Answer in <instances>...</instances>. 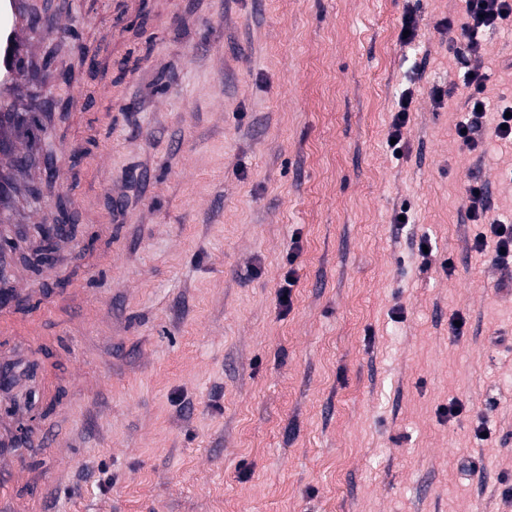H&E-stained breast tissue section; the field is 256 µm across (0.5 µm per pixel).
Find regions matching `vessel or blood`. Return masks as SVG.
<instances>
[{"label": "vessel or blood", "instance_id": "b4317fda", "mask_svg": "<svg viewBox=\"0 0 512 512\" xmlns=\"http://www.w3.org/2000/svg\"><path fill=\"white\" fill-rule=\"evenodd\" d=\"M66 21V14L45 12L42 0H0V220L5 222L16 214L21 163L30 152L28 142L16 130L13 116L29 89L43 84L45 76L38 66L41 45L37 29L43 26L53 31ZM27 292L25 282L17 280L0 299V335L9 333L12 297Z\"/></svg>", "mask_w": 512, "mask_h": 512}]
</instances>
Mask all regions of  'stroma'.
Segmentation results:
<instances>
[{
    "instance_id": "obj_1",
    "label": "stroma",
    "mask_w": 512,
    "mask_h": 512,
    "mask_svg": "<svg viewBox=\"0 0 512 512\" xmlns=\"http://www.w3.org/2000/svg\"><path fill=\"white\" fill-rule=\"evenodd\" d=\"M54 3L12 229L63 210L69 240L59 280L9 260L47 308L0 512H512V268L471 249L465 194L512 215V147L457 141L462 0ZM510 61L507 29L469 59L491 109ZM411 103V93H403L398 102L396 109L392 115V120L389 127L388 133V144L393 148L397 147L402 139V129L407 125L409 121V106ZM391 139H397L394 145H391Z\"/></svg>"
}]
</instances>
